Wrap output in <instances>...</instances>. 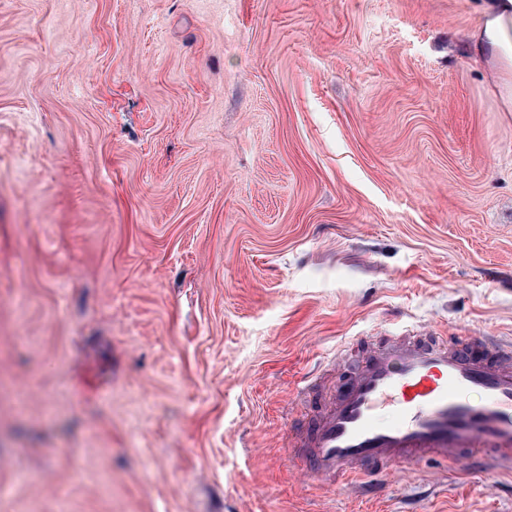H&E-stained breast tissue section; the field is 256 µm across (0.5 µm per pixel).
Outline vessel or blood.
I'll return each instance as SVG.
<instances>
[{
  "label": "vessel or blood",
  "mask_w": 512,
  "mask_h": 512,
  "mask_svg": "<svg viewBox=\"0 0 512 512\" xmlns=\"http://www.w3.org/2000/svg\"><path fill=\"white\" fill-rule=\"evenodd\" d=\"M298 388L312 416L293 458L312 476L360 482L448 457L512 469V342L383 336L338 387L307 373Z\"/></svg>",
  "instance_id": "obj_1"
}]
</instances>
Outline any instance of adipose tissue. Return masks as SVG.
Returning <instances> with one entry per match:
<instances>
[{
    "label": "adipose tissue",
    "mask_w": 512,
    "mask_h": 512,
    "mask_svg": "<svg viewBox=\"0 0 512 512\" xmlns=\"http://www.w3.org/2000/svg\"><path fill=\"white\" fill-rule=\"evenodd\" d=\"M467 48L473 63L490 74L500 111L512 112V0H480Z\"/></svg>",
    "instance_id": "ef3b65f1"
}]
</instances>
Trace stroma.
I'll return each mask as SVG.
<instances>
[{"instance_id": "35a3bbf8", "label": "stroma", "mask_w": 512, "mask_h": 512, "mask_svg": "<svg viewBox=\"0 0 512 512\" xmlns=\"http://www.w3.org/2000/svg\"><path fill=\"white\" fill-rule=\"evenodd\" d=\"M474 0H0V512H512L282 466L295 383L512 337V112Z\"/></svg>"}]
</instances>
